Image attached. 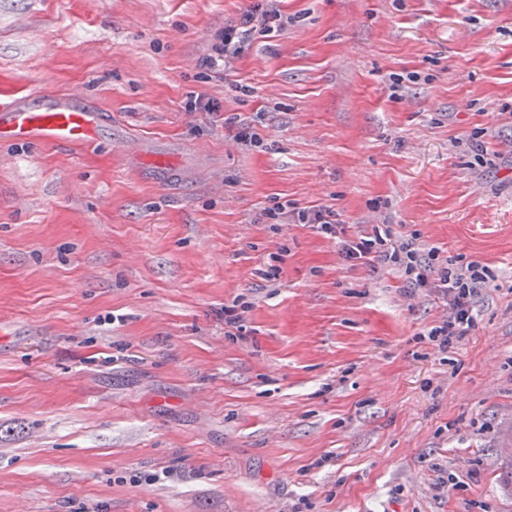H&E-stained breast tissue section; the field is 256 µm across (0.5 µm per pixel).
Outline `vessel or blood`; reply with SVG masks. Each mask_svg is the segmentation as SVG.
Here are the masks:
<instances>
[{
    "label": "vessel or blood",
    "instance_id": "vessel-or-blood-1",
    "mask_svg": "<svg viewBox=\"0 0 512 512\" xmlns=\"http://www.w3.org/2000/svg\"><path fill=\"white\" fill-rule=\"evenodd\" d=\"M112 117L91 104L81 84L52 95L0 99V140L47 142L91 150L102 143Z\"/></svg>",
    "mask_w": 512,
    "mask_h": 512
}]
</instances>
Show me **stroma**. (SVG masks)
Wrapping results in <instances>:
<instances>
[{
	"label": "stroma",
	"instance_id": "35a3bbf8",
	"mask_svg": "<svg viewBox=\"0 0 512 512\" xmlns=\"http://www.w3.org/2000/svg\"><path fill=\"white\" fill-rule=\"evenodd\" d=\"M245 5L0 0V99L81 83L125 145L0 142V512H512V0H283L200 79ZM274 197L488 265L474 329L438 352L437 292L272 230ZM240 19L211 35L208 53L197 60L203 77L232 68L240 58L245 44L254 36L269 38L288 29L292 19L278 7V0H251ZM182 104L184 112L190 114L193 112H209V114L223 112L220 102L205 93L195 94L193 92L186 97ZM244 297L236 296L224 304V333L228 336H243L246 331V313L254 306V302L244 301Z\"/></svg>",
	"mask_w": 512,
	"mask_h": 512
}]
</instances>
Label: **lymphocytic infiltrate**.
I'll return each instance as SVG.
<instances>
[{"label": "lymphocytic infiltrate", "mask_w": 512, "mask_h": 512, "mask_svg": "<svg viewBox=\"0 0 512 512\" xmlns=\"http://www.w3.org/2000/svg\"><path fill=\"white\" fill-rule=\"evenodd\" d=\"M290 17L277 0H250L237 22L215 31L207 53L197 61L203 76L231 68L252 37H269L287 30ZM299 223L312 225L318 233L341 238L344 260L370 267L372 272L398 273L412 288H433L448 305V314L427 333L433 346L445 352L469 335L476 322V306L496 277L484 265L470 262L449 264L439 248L427 244L417 233L395 231L390 224H374L370 229L346 234L343 224L330 206H321L297 214Z\"/></svg>", "instance_id": "1"}]
</instances>
